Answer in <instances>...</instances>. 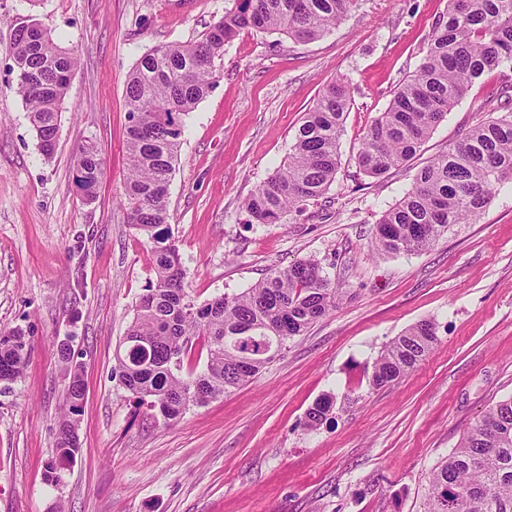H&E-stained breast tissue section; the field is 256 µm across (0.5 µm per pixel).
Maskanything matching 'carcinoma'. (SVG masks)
<instances>
[{"mask_svg":"<svg viewBox=\"0 0 512 512\" xmlns=\"http://www.w3.org/2000/svg\"><path fill=\"white\" fill-rule=\"evenodd\" d=\"M447 20L436 21L420 66L372 122L357 156L359 169L382 178L412 158L484 72L512 68V0H448ZM359 0H236L201 38L157 47L143 55L126 80L128 174L119 199L130 225L152 243L155 280L136 304V315L115 353L123 387L168 421L189 407L239 388L260 374L340 301L329 274L316 259L274 270L244 291L195 305L184 288V269L170 241L169 186L183 117L213 87L214 60L244 28L279 33L296 42L315 40L343 21ZM13 56L16 92L29 110L41 154H54L61 104L77 62L51 31L20 27ZM506 104L469 130L452 149L422 167L411 189L377 221L370 251L411 253L438 244L457 224L476 219L497 187L512 181V85L496 90ZM350 87L337 80L324 90L296 131L288 162L255 187L244 209L258 224H278L322 198L336 179L338 144ZM76 182L94 199L102 159L92 143L75 159ZM202 338L205 368L184 370L193 340ZM434 323L422 321L386 345L369 384L382 387L416 368L434 342ZM69 381L55 441L59 457L46 463L45 478L57 486L62 461L78 451L75 416L85 389L83 366L73 345L57 344ZM28 362L25 336L0 334V384L14 383ZM332 398L317 400L307 426L327 419ZM420 512H512V396L491 406L460 444L431 470Z\"/></svg>","mask_w":512,"mask_h":512,"instance_id":"cac0c4a2","label":"carcinoma"}]
</instances>
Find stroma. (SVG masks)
I'll use <instances>...</instances> for the list:
<instances>
[{
    "instance_id": "1",
    "label": "stroma",
    "mask_w": 512,
    "mask_h": 512,
    "mask_svg": "<svg viewBox=\"0 0 512 512\" xmlns=\"http://www.w3.org/2000/svg\"><path fill=\"white\" fill-rule=\"evenodd\" d=\"M235 0H0V332L30 357L0 387V512H418L435 464L512 395V183L473 223L412 254L374 256L382 212L417 171L488 118L512 70L484 73L416 155L377 180L357 152L371 122L424 58L448 0H361L310 42L246 29L215 60L216 82L184 118L170 233L195 303L243 291L273 269L320 260L341 296L254 380L165 423L114 373L115 352L155 277L151 245L117 194L127 175L125 83L162 44L196 40ZM37 23L77 52L51 159L14 87V33ZM338 79L351 87L330 201L285 224H255L244 199L288 157L305 112ZM96 143L94 201L75 152ZM436 324L424 361L371 388L380 352ZM72 338L85 397L65 481L46 483L67 383L56 344ZM334 398L317 429L306 412Z\"/></svg>"
}]
</instances>
